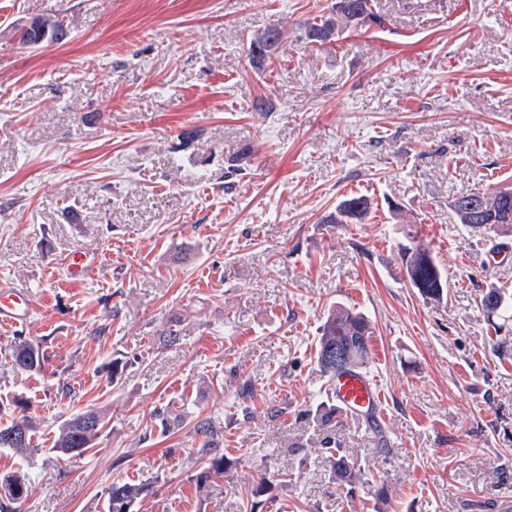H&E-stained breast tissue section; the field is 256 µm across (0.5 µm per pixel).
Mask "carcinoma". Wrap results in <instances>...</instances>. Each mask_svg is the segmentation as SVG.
<instances>
[{
    "mask_svg": "<svg viewBox=\"0 0 512 512\" xmlns=\"http://www.w3.org/2000/svg\"><path fill=\"white\" fill-rule=\"evenodd\" d=\"M384 18L376 10L374 0H335L329 13L320 15L304 24L306 43L328 45L340 40L348 30L382 24ZM17 43L24 47L37 48V39L25 24L13 30ZM282 40L281 30H268L253 42L251 53L262 57L277 47ZM451 207L458 220L475 228L492 231L512 226V191L500 190L494 193L470 192L457 195ZM371 209L370 200L364 195H350L337 207L335 223L358 224ZM401 261L410 285L418 289L427 299L439 300L447 287V276L436 262L431 249L425 243L408 235V244L402 247ZM481 305L488 315L507 323L512 322V301L496 290H489L481 297ZM182 318L174 316L162 332L163 342L176 343L182 336ZM374 329L365 314L344 305L329 309L318 339L316 362L318 370L325 376L336 375L366 363ZM344 351V363H336L333 354ZM9 355L16 366L26 371L42 368L43 356L40 346L16 339L7 345ZM32 404L29 398L15 395L7 400L0 399V415L9 417L0 423V449L12 451L20 459L28 461L35 449L31 448L36 423L30 415ZM110 418L100 408H89L65 420L57 429L50 451L67 455H82L94 448L107 431ZM195 434L201 439L198 453L205 460V467L196 478L198 487H203L213 477H223L230 469L229 459L216 452L224 441V430L211 419L198 421ZM19 433L23 442L14 444L9 436ZM325 459L336 484L352 486L361 480L351 453L330 446L324 448ZM31 472L20 465L15 470L0 473V512H28ZM154 493L148 484L113 483L105 489L104 512H135L137 503Z\"/></svg>",
    "mask_w": 512,
    "mask_h": 512,
    "instance_id": "cac0c4a2",
    "label": "carcinoma"
}]
</instances>
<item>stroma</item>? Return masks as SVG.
Here are the masks:
<instances>
[{"label": "stroma", "instance_id": "stroma-1", "mask_svg": "<svg viewBox=\"0 0 512 512\" xmlns=\"http://www.w3.org/2000/svg\"><path fill=\"white\" fill-rule=\"evenodd\" d=\"M377 2L384 26L318 46L303 24L333 0H0V285L30 306L0 328V395L39 421L29 512H102L117 481L153 483L137 512H245L263 476L261 512H512V325L480 304L512 293V229L450 206L512 190V0ZM35 15L67 37L18 45ZM356 193L370 214L335 223ZM409 231L448 274L442 299L402 274ZM74 251L98 265L70 283L52 270ZM337 304L375 326L378 420L315 414ZM16 336L42 369L13 364ZM90 407L111 417L98 445L51 455ZM161 409L182 428L162 434ZM208 417L233 464L200 489ZM328 443L352 451L355 487L332 481ZM7 350L13 363L20 369L26 371L38 370L42 368L43 356L40 352L39 344L25 339H14L7 345ZM29 357L31 362L28 365H21V359Z\"/></svg>", "mask_w": 512, "mask_h": 512}]
</instances>
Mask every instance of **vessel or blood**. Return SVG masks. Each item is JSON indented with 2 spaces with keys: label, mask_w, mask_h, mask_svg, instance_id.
Instances as JSON below:
<instances>
[{
  "label": "vessel or blood",
  "mask_w": 512,
  "mask_h": 512,
  "mask_svg": "<svg viewBox=\"0 0 512 512\" xmlns=\"http://www.w3.org/2000/svg\"><path fill=\"white\" fill-rule=\"evenodd\" d=\"M96 257L82 251L69 254L61 262L68 275L84 278L93 272ZM28 305L21 294L10 287L0 288V327L13 326L26 319ZM329 386L338 411L348 416L370 419L382 410L384 393L374 377L362 370L330 378Z\"/></svg>",
  "instance_id": "vessel-or-blood-1"
}]
</instances>
